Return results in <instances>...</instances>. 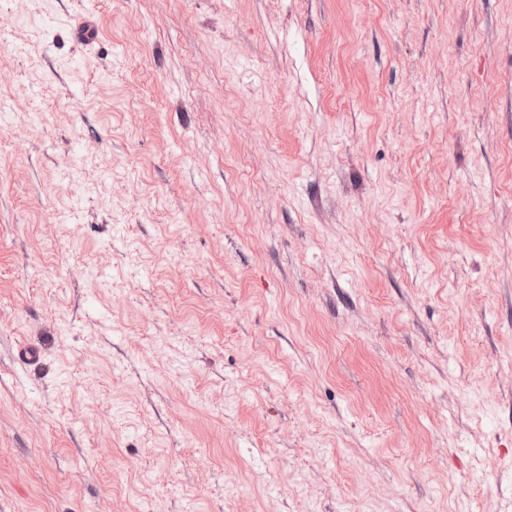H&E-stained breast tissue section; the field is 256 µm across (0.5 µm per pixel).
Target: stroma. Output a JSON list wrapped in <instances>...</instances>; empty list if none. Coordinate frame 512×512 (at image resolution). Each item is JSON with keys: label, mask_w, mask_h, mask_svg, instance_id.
<instances>
[{"label": "stroma", "mask_w": 512, "mask_h": 512, "mask_svg": "<svg viewBox=\"0 0 512 512\" xmlns=\"http://www.w3.org/2000/svg\"><path fill=\"white\" fill-rule=\"evenodd\" d=\"M0 512H512V0H0Z\"/></svg>", "instance_id": "35a3bbf8"}]
</instances>
